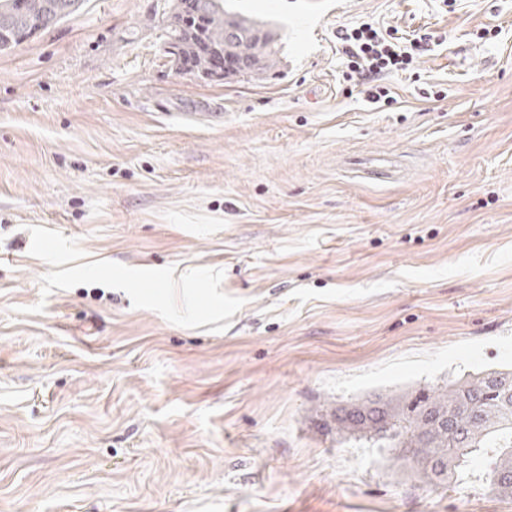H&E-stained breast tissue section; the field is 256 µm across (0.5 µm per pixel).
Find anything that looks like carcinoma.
Here are the masks:
<instances>
[{"label": "carcinoma", "instance_id": "cac0c4a2", "mask_svg": "<svg viewBox=\"0 0 512 512\" xmlns=\"http://www.w3.org/2000/svg\"><path fill=\"white\" fill-rule=\"evenodd\" d=\"M87 0H0V52L10 51L84 9ZM163 3L162 40L176 47V71L199 79L257 76L278 66V34L226 0ZM336 435L363 432L373 448L426 480H452L488 460L491 489L512 498V364L490 367L405 399L375 394L332 419Z\"/></svg>", "mask_w": 512, "mask_h": 512}]
</instances>
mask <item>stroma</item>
I'll list each match as a JSON object with an SVG mask.
<instances>
[{
	"instance_id": "stroma-1",
	"label": "stroma",
	"mask_w": 512,
	"mask_h": 512,
	"mask_svg": "<svg viewBox=\"0 0 512 512\" xmlns=\"http://www.w3.org/2000/svg\"><path fill=\"white\" fill-rule=\"evenodd\" d=\"M233 7L275 73H176L159 0L0 54V512H512L322 425L512 361V0ZM363 23L443 40L392 102ZM387 36L369 23L336 32L338 43L347 58V71L343 76L361 87V93L372 103L382 100L389 103V90L380 82L391 72L409 71L417 57L431 51L430 42L433 44V36L426 33L414 34L412 39H405L407 42L404 43L397 40L401 39L399 37Z\"/></svg>"
}]
</instances>
